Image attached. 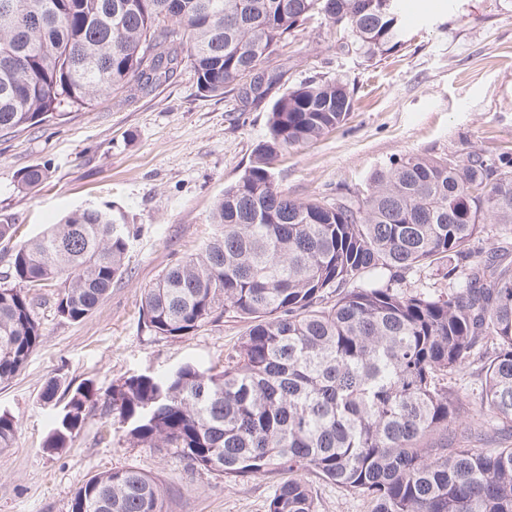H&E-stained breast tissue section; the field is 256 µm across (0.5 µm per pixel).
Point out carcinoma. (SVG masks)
Instances as JSON below:
<instances>
[{
    "mask_svg": "<svg viewBox=\"0 0 512 512\" xmlns=\"http://www.w3.org/2000/svg\"><path fill=\"white\" fill-rule=\"evenodd\" d=\"M0 132L23 130L136 84L148 94L184 68L206 97L265 100L281 75L269 58L316 14L340 47L370 60L402 40L400 0H0ZM354 91L313 77L271 101L265 139L224 187L201 251L144 289L142 323L182 337L224 314L248 323L224 371L184 365L133 375L104 401L129 441L172 448L191 468L229 479L288 472L267 512H318L313 475L369 512H512V263L474 245L488 224L512 233V154L408 155L375 171L362 198L297 201L274 180L289 149L336 130ZM48 179L33 166L21 191ZM14 242L0 287V384L14 379L43 330L33 291L65 278L56 310L79 322L125 273L130 229L110 210L68 212ZM444 271L448 294L403 289ZM479 365V405L454 377ZM203 392L199 402L194 395ZM64 402L43 449L67 447L99 401L89 382L41 393ZM508 433L498 448L475 442ZM18 431L0 411V448ZM162 482L133 466L99 472L69 512H166Z\"/></svg>",
    "mask_w": 512,
    "mask_h": 512,
    "instance_id": "obj_1",
    "label": "carcinoma"
}]
</instances>
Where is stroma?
Segmentation results:
<instances>
[{
	"mask_svg": "<svg viewBox=\"0 0 512 512\" xmlns=\"http://www.w3.org/2000/svg\"><path fill=\"white\" fill-rule=\"evenodd\" d=\"M411 2L405 44L373 60L340 51L320 15L272 57L282 74L274 94L323 76L354 86L357 100L339 128L277 161L275 181L292 198L356 197L375 171L408 154L463 164L512 153V0ZM235 106L230 96H202L184 70L153 92L128 90L65 121L0 133V223L18 225L19 238L88 206L112 209L131 231L125 274L82 321L58 317L60 282L39 291L42 341L0 385V411L19 422L0 450V512H69L89 477L127 465L161 479L169 512H266L280 475L231 481L194 470L173 449L131 445L98 409L68 447L42 449L54 410L40 394L50 379L88 382L103 396L123 378L187 363L220 371L233 355L247 324L232 315L173 339L146 331L140 309L143 289L214 233L217 199L267 132V103ZM37 165L49 169L47 182L18 191V175Z\"/></svg>",
	"mask_w": 512,
	"mask_h": 512,
	"instance_id": "1",
	"label": "stroma"
}]
</instances>
